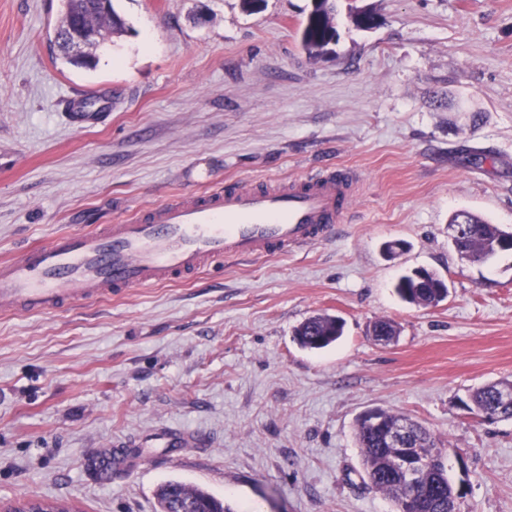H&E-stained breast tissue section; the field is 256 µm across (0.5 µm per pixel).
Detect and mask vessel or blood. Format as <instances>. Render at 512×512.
<instances>
[{"label": "vessel or blood", "instance_id": "vessel-or-blood-1", "mask_svg": "<svg viewBox=\"0 0 512 512\" xmlns=\"http://www.w3.org/2000/svg\"><path fill=\"white\" fill-rule=\"evenodd\" d=\"M358 192V175L339 166L186 195L118 224L62 231L0 261V310L51 312L175 282L229 257L263 259L330 240Z\"/></svg>", "mask_w": 512, "mask_h": 512}]
</instances>
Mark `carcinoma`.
<instances>
[{"instance_id":"obj_1","label":"carcinoma","mask_w":512,"mask_h":512,"mask_svg":"<svg viewBox=\"0 0 512 512\" xmlns=\"http://www.w3.org/2000/svg\"><path fill=\"white\" fill-rule=\"evenodd\" d=\"M64 9L55 30V40L62 39L70 32L72 23L81 22L97 35L120 34L125 31L124 19L108 7L101 9L99 0H63ZM337 39L336 14L332 0H315V6L308 15L302 31V43L308 52L324 48ZM469 227L458 241L454 243L457 252L472 262H484L499 253L496 245L499 239L508 234L498 224H491L482 217L467 213ZM439 280L423 287L419 285L414 273L402 275L395 291L401 300L418 305L434 306L448 296V289L437 288ZM343 334V322L329 315L312 316L302 322L295 330L297 343L309 350L324 349ZM509 385V381H499L480 387L469 394L465 407L468 410L482 411L497 402L499 387ZM356 440L361 451L365 476L372 488L382 493L401 512L403 498L411 491L403 488L399 480L389 470V462L381 433L363 422H356ZM453 484L448 479V464L437 460L431 464L420 481V490L424 497L418 500V512H452L457 508L458 500L452 492ZM161 512H169L176 503L191 507L193 512H234L231 505L209 492L191 487L181 481L169 480L162 483L157 491Z\"/></svg>"}]
</instances>
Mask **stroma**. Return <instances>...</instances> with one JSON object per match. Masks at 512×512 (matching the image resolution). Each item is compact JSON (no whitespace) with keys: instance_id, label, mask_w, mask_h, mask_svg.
<instances>
[{"instance_id":"35a3bbf8","label":"stroma","mask_w":512,"mask_h":512,"mask_svg":"<svg viewBox=\"0 0 512 512\" xmlns=\"http://www.w3.org/2000/svg\"><path fill=\"white\" fill-rule=\"evenodd\" d=\"M338 39L301 44L312 0H113L94 68L53 44L62 0H0V259L182 193L339 165L360 191L336 238L72 309L0 312V512H159L160 484L240 512H393L357 418L383 408L454 449L459 512H512V419L462 401L512 381V251L461 260L466 210L512 230V0H335ZM377 17L375 28L353 22ZM94 109L63 110L74 93ZM402 242L395 256L383 245ZM425 268L430 307L394 285ZM328 314L333 346L294 330ZM393 320L397 339L370 326ZM192 434L196 448L171 447ZM138 466L106 484L95 455ZM414 270L402 275L395 285V291L401 300L410 304L429 307L437 305L447 298L448 288L434 287V283H439L440 279L438 277L440 276L432 271L436 280H431L429 285H419ZM422 286L426 288H422ZM343 334V322L329 315L312 316L295 330L297 343L309 350H321L338 341Z\"/></svg>"}]
</instances>
